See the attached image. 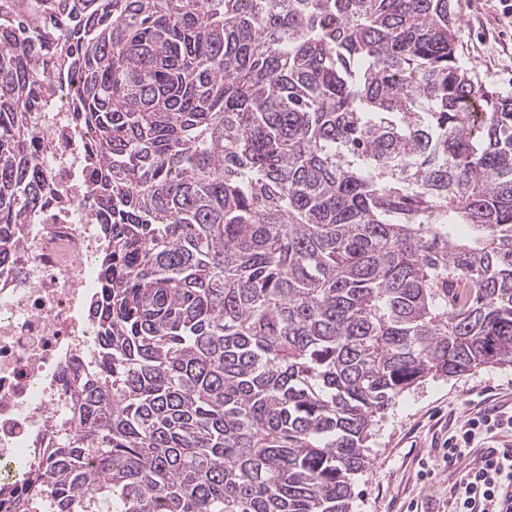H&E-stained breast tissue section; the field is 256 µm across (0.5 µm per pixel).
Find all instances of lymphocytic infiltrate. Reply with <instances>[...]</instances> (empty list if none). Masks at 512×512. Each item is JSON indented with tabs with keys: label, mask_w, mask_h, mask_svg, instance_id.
<instances>
[{
	"label": "lymphocytic infiltrate",
	"mask_w": 512,
	"mask_h": 512,
	"mask_svg": "<svg viewBox=\"0 0 512 512\" xmlns=\"http://www.w3.org/2000/svg\"><path fill=\"white\" fill-rule=\"evenodd\" d=\"M479 442L486 449L479 459H471V450ZM418 464L422 478L442 465L453 471L448 512H512L503 500L512 488V412L496 408L466 414L445 448L419 459Z\"/></svg>",
	"instance_id": "f902f5d3"
}]
</instances>
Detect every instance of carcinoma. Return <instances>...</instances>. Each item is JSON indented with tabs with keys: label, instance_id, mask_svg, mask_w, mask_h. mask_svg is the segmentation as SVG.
<instances>
[{
	"label": "carcinoma",
	"instance_id": "1",
	"mask_svg": "<svg viewBox=\"0 0 512 512\" xmlns=\"http://www.w3.org/2000/svg\"><path fill=\"white\" fill-rule=\"evenodd\" d=\"M453 0H0V267L72 112L103 242L13 512H352L377 418L512 366V91Z\"/></svg>",
	"mask_w": 512,
	"mask_h": 512
}]
</instances>
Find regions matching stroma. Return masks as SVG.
Returning a JSON list of instances; mask_svg holds the SVG:
<instances>
[{
	"label": "stroma",
	"mask_w": 512,
	"mask_h": 512,
	"mask_svg": "<svg viewBox=\"0 0 512 512\" xmlns=\"http://www.w3.org/2000/svg\"><path fill=\"white\" fill-rule=\"evenodd\" d=\"M475 0H454L462 18L459 50L468 66L512 90V28L479 24ZM512 406V367L487 365L471 374L427 380L397 397L374 426L371 463L355 479L353 512H446L451 470L426 480L419 458L442 447L454 418L493 406Z\"/></svg>",
	"instance_id": "stroma-1"
}]
</instances>
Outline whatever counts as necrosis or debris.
<instances>
[{
    "mask_svg": "<svg viewBox=\"0 0 512 512\" xmlns=\"http://www.w3.org/2000/svg\"><path fill=\"white\" fill-rule=\"evenodd\" d=\"M31 138L53 199L0 268V485L22 486L72 411L69 375L88 367L99 233L68 112H38Z\"/></svg>",
    "mask_w": 512,
    "mask_h": 512,
    "instance_id": "necrosis-or-debris-1",
    "label": "necrosis or debris"
}]
</instances>
